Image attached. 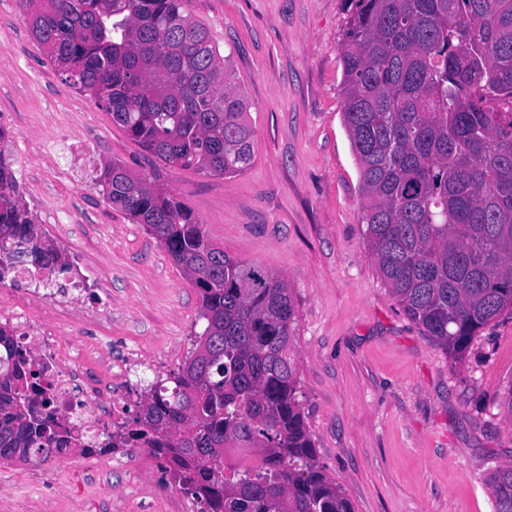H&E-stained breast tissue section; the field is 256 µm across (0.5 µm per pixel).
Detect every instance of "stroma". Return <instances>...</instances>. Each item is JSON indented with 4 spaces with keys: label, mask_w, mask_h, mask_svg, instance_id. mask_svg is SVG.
I'll use <instances>...</instances> for the list:
<instances>
[{
    "label": "stroma",
    "mask_w": 512,
    "mask_h": 512,
    "mask_svg": "<svg viewBox=\"0 0 512 512\" xmlns=\"http://www.w3.org/2000/svg\"><path fill=\"white\" fill-rule=\"evenodd\" d=\"M250 103L254 157L214 177L159 161L69 85L22 0H0V142L45 239L89 287L60 315L42 285L13 288L98 383L167 377L193 347L199 295L166 249L103 197L116 161L174 192L225 252L284 275L297 304L299 401L326 474L355 512H494L487 478L512 464V311L463 360L392 298L364 243L359 173L341 111L344 0H187ZM0 512H198L147 449L0 465Z\"/></svg>",
    "instance_id": "obj_1"
}]
</instances>
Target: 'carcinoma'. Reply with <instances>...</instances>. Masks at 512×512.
Instances as JSON below:
<instances>
[{"instance_id": "obj_1", "label": "carcinoma", "mask_w": 512, "mask_h": 512, "mask_svg": "<svg viewBox=\"0 0 512 512\" xmlns=\"http://www.w3.org/2000/svg\"><path fill=\"white\" fill-rule=\"evenodd\" d=\"M34 39L65 81L166 164L243 172L253 126L208 29L185 0H26ZM341 110L358 165L368 254L404 315L462 360L512 310V0H347ZM107 202L142 224L190 276L201 330L177 371L147 385L117 433L165 461L202 512H354L317 460L298 400L285 278L211 243L176 195L103 166ZM0 282L16 253L52 275L72 265L47 244L0 150ZM38 371L0 327V463L75 444L36 410ZM226 448L264 467L217 469ZM512 512V465L490 474Z\"/></svg>"}]
</instances>
